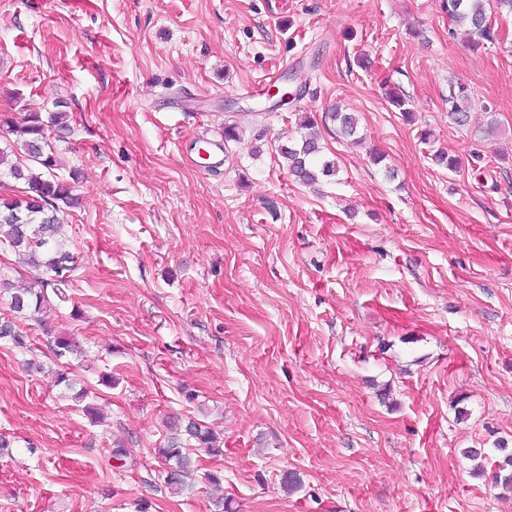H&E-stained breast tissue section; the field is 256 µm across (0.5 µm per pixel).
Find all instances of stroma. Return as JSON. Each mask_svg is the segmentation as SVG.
Returning a JSON list of instances; mask_svg holds the SVG:
<instances>
[{"mask_svg":"<svg viewBox=\"0 0 512 512\" xmlns=\"http://www.w3.org/2000/svg\"><path fill=\"white\" fill-rule=\"evenodd\" d=\"M487 11L474 50L443 0H0V113L67 104L83 198L68 285L0 345V512H512V8ZM307 117L338 168L313 187L279 154ZM231 123L203 172L189 143ZM189 417L220 450L187 441L176 494L158 450ZM472 106V99L464 86H450L448 89V112L458 124H463Z\"/></svg>","mask_w":512,"mask_h":512,"instance_id":"1","label":"stroma"}]
</instances>
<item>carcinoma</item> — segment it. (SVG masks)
<instances>
[{
  "mask_svg": "<svg viewBox=\"0 0 512 512\" xmlns=\"http://www.w3.org/2000/svg\"><path fill=\"white\" fill-rule=\"evenodd\" d=\"M448 20L465 22L469 34L493 42L496 32L492 19L487 15L485 0H444ZM472 99L463 86L448 89V112L453 120L462 124L468 117ZM58 110L42 117L37 112L19 116L0 113V128L4 130L5 142L0 146V178L7 177L25 185L19 194L0 196V246L6 247L19 263L38 271V276L25 288H15L12 283L0 279V296L8 295L9 309L15 313L37 314L46 302L48 288L61 291L68 285L75 269L76 258L66 250L60 240L63 209L78 208L82 197L74 186L61 181L54 174L57 157L51 147L48 132L60 136L70 130L72 113L63 110L64 103L56 102ZM340 134L354 139L358 121L350 112H333ZM320 153L319 138L308 132L297 145L280 148L288 171L303 184H315L320 177H328L336 171L335 163H315ZM15 348L25 349L29 336L18 330L10 320L0 321V342ZM77 350V345L68 336H57L53 341V353L60 360ZM185 434L198 445L211 452L219 451L216 435L204 424L190 419ZM166 461L171 463L164 482L174 491L185 489L184 477L193 471V462L186 449L178 441H170L165 448L158 449Z\"/></svg>",
  "mask_w": 512,
  "mask_h": 512,
  "instance_id": "carcinoma-1",
  "label": "carcinoma"
}]
</instances>
